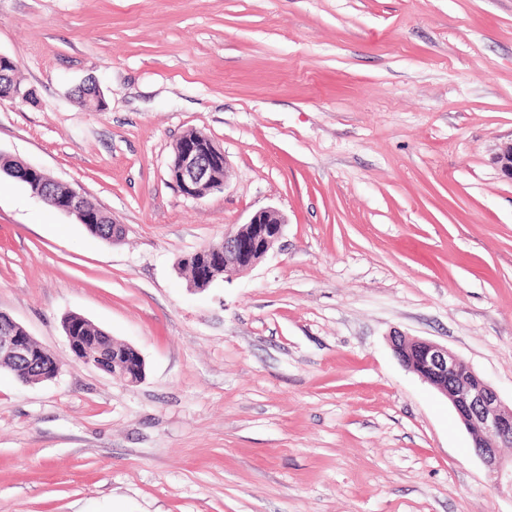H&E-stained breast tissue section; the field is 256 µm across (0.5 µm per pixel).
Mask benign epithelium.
I'll return each instance as SVG.
<instances>
[{"mask_svg": "<svg viewBox=\"0 0 512 512\" xmlns=\"http://www.w3.org/2000/svg\"><path fill=\"white\" fill-rule=\"evenodd\" d=\"M494 161L502 173L512 179V141L500 145ZM226 165L224 152L215 145L199 147L190 144L172 158L170 167L180 178L182 193L193 199H202L214 191L209 178L210 167ZM84 196L71 188L64 212L74 216L79 223L86 220L83 207ZM248 224H262L264 228L256 239L245 233L243 228L224 233L222 247L215 250V258L196 268L197 284L207 287L213 279L214 268L220 267L224 280L230 281L259 263L281 239L286 220L275 208L255 212ZM0 358H23L30 361H47V368L37 376L29 377L31 382L54 379L59 373L56 356L47 348L33 347L34 338L12 317L0 312ZM392 347L405 343L412 355L411 370L425 383L430 384L448 397L461 422L478 433L479 443L476 454L486 467L491 485L500 493L512 495V458H505L500 449L512 447V405L502 402L497 391L472 367L459 375L466 361L447 347L433 341L394 335L390 337Z\"/></svg>", "mask_w": 512, "mask_h": 512, "instance_id": "obj_1", "label": "benign epithelium"}]
</instances>
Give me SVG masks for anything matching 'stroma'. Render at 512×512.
<instances>
[{
  "label": "stroma",
  "mask_w": 512,
  "mask_h": 512,
  "mask_svg": "<svg viewBox=\"0 0 512 512\" xmlns=\"http://www.w3.org/2000/svg\"><path fill=\"white\" fill-rule=\"evenodd\" d=\"M0 153L124 227L0 177V311L60 372L0 369V512H512L393 332L447 346L512 402V0H0ZM95 80L98 112L71 91ZM191 130L223 190L169 173ZM273 207L249 271L178 260ZM77 313L135 347L78 361ZM46 198L47 199L44 204L58 211H61L60 207L68 199L67 206L63 209V211L73 215L80 224H84L85 226L84 222L86 220V215L85 209L83 207V201L85 198L79 190L71 187L70 193L69 186H65L52 181L48 185ZM84 206L90 213H92L93 217L95 218V224H88L85 226L87 230L92 234L100 236L101 238H112V243L117 242V236L121 234V230L123 231L122 224H116V222L110 216L104 214L99 208L90 204L87 200L84 201ZM113 224H115L114 229H112Z\"/></svg>",
  "instance_id": "obj_1"
}]
</instances>
